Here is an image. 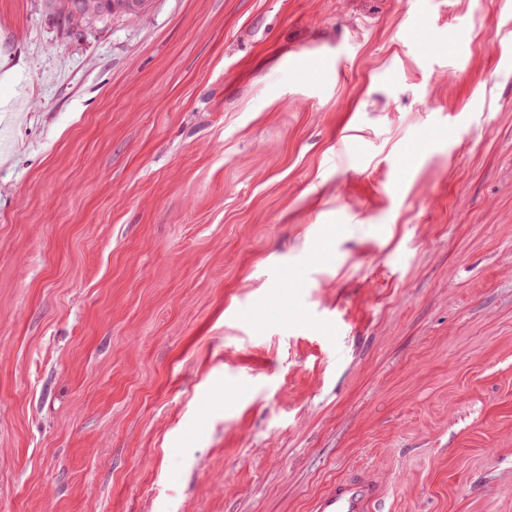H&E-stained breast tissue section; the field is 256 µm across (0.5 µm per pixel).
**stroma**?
<instances>
[{
    "label": "stroma",
    "mask_w": 512,
    "mask_h": 512,
    "mask_svg": "<svg viewBox=\"0 0 512 512\" xmlns=\"http://www.w3.org/2000/svg\"><path fill=\"white\" fill-rule=\"evenodd\" d=\"M5 70L0 512H512V0H0ZM64 18L82 23L103 14L137 17L148 9L149 0H61ZM378 497L376 487L364 475L336 481L325 494L313 504V512H371Z\"/></svg>",
    "instance_id": "35a3bbf8"
}]
</instances>
